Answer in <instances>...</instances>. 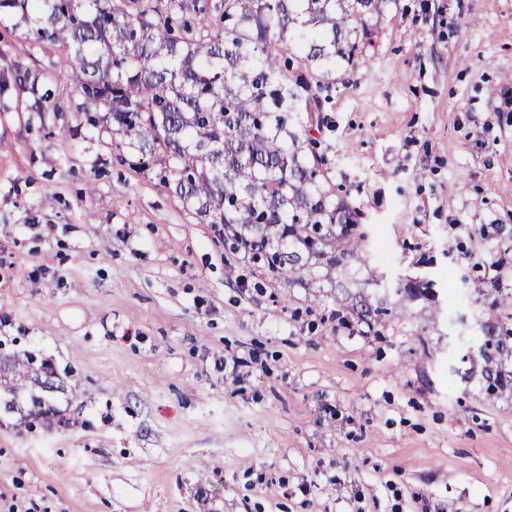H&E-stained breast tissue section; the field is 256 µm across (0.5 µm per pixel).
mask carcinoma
Returning a JSON list of instances; mask_svg holds the SVG:
<instances>
[{
    "mask_svg": "<svg viewBox=\"0 0 512 512\" xmlns=\"http://www.w3.org/2000/svg\"><path fill=\"white\" fill-rule=\"evenodd\" d=\"M387 0H222V30L196 36L183 0H0L38 42L62 47L55 66L80 89L72 111L112 126L146 169L201 222L278 274L319 266L324 277L364 261L357 212L322 173L324 155L293 117L313 123L331 89L336 59L350 63L367 19ZM42 73L18 62L0 67V101L27 95L31 112H60ZM361 298L370 324L385 313ZM512 292L498 294L471 343L490 391L512 388L502 361L512 355Z\"/></svg>",
    "mask_w": 512,
    "mask_h": 512,
    "instance_id": "cac0c4a2",
    "label": "carcinoma"
}]
</instances>
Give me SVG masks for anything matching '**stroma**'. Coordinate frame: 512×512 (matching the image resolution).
Segmentation results:
<instances>
[{"label": "stroma", "mask_w": 512, "mask_h": 512, "mask_svg": "<svg viewBox=\"0 0 512 512\" xmlns=\"http://www.w3.org/2000/svg\"><path fill=\"white\" fill-rule=\"evenodd\" d=\"M61 54L0 22L68 108H0V512H512V392L462 352L512 291V0H389L337 66L313 135L371 251L328 280L225 247L70 111ZM409 281L371 329L340 292Z\"/></svg>", "instance_id": "obj_1"}]
</instances>
